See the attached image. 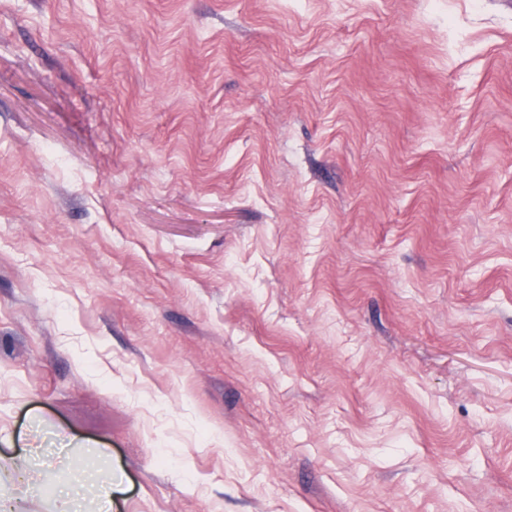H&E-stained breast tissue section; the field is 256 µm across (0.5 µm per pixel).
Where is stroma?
Instances as JSON below:
<instances>
[{"label": "stroma", "instance_id": "stroma-1", "mask_svg": "<svg viewBox=\"0 0 512 512\" xmlns=\"http://www.w3.org/2000/svg\"><path fill=\"white\" fill-rule=\"evenodd\" d=\"M0 454L512 512V0H0Z\"/></svg>", "mask_w": 512, "mask_h": 512}]
</instances>
